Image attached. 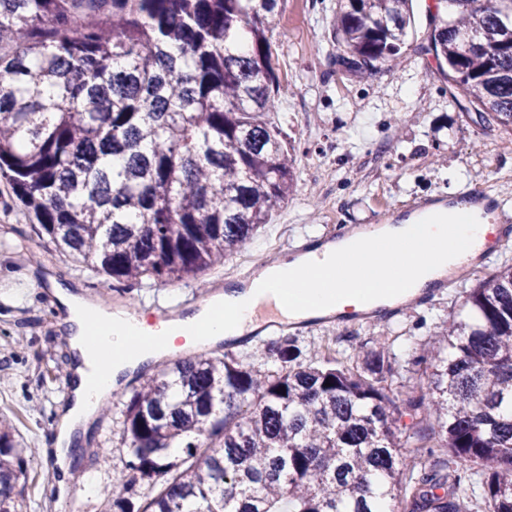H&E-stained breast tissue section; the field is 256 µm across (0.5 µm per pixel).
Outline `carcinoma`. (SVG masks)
<instances>
[{
  "label": "carcinoma",
  "instance_id": "obj_1",
  "mask_svg": "<svg viewBox=\"0 0 512 512\" xmlns=\"http://www.w3.org/2000/svg\"><path fill=\"white\" fill-rule=\"evenodd\" d=\"M279 2L0 0V179L36 235L133 285L196 280L268 223L294 182L271 120ZM412 20L411 0H340L336 62L395 69ZM430 28L440 74L512 137V0H438ZM262 355V368L205 352L137 370L124 489L160 488L112 512H467L477 485L485 512H512V265L466 290L418 358L409 407L434 419L432 466L406 450L419 431L401 440L388 346L307 362L279 336ZM26 472L0 425V512H23Z\"/></svg>",
  "mask_w": 512,
  "mask_h": 512
}]
</instances>
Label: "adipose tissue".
<instances>
[{"instance_id": "ef3b65f1", "label": "adipose tissue", "mask_w": 512, "mask_h": 512, "mask_svg": "<svg viewBox=\"0 0 512 512\" xmlns=\"http://www.w3.org/2000/svg\"><path fill=\"white\" fill-rule=\"evenodd\" d=\"M489 231V225L462 210L447 221L406 224L363 242L343 239L323 249L327 272H314L309 255L286 259L263 271L243 293L224 294L218 304L165 323L112 312L50 281L58 307L65 310L76 377L58 417L52 448L56 464H65L73 432L92 422L125 377L175 351L178 341L194 347L242 337L267 311L286 317L343 316L370 302L409 296L425 280L444 276L484 247Z\"/></svg>"}]
</instances>
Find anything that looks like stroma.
<instances>
[{
  "instance_id": "stroma-1",
  "label": "stroma",
  "mask_w": 512,
  "mask_h": 512,
  "mask_svg": "<svg viewBox=\"0 0 512 512\" xmlns=\"http://www.w3.org/2000/svg\"><path fill=\"white\" fill-rule=\"evenodd\" d=\"M435 3L413 0L414 35L402 49L398 71L366 77L334 65L337 0H282L274 53L290 89L277 97L273 119L295 147L293 190L246 248L207 271L202 282L96 287L95 275L41 242L20 202L11 191H0V416L12 424L20 447L35 451L27 459L26 512H67L49 490L58 468L45 465L37 451L52 435L57 411L68 398L72 356L49 291L21 287L18 272L39 281L59 279L88 300L145 314L153 323L156 305L175 306L202 294L204 285L230 272L235 262L260 264L271 247L301 232L323 236L341 224H370L381 211L397 212L462 190L493 195L512 208V138L500 126L480 122L468 103L456 98L433 56L420 50ZM447 169L459 171L462 181L443 178ZM487 275L486 269H474L459 277L455 291L405 307L392 320H344L317 328L299 343L307 348L335 337L339 359L389 345L393 377L388 394L398 408L399 427H410L417 418L406 402L422 383L415 358L428 336L459 311L465 290ZM134 388L129 380L114 394L71 465L73 492H80L85 472L98 477L82 512H112L113 499L123 495L132 476L121 412Z\"/></svg>"
}]
</instances>
